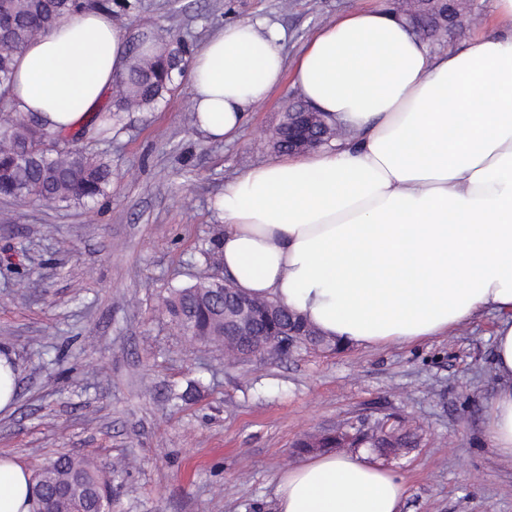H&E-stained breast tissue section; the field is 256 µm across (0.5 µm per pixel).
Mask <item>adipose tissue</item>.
<instances>
[{
  "mask_svg": "<svg viewBox=\"0 0 512 512\" xmlns=\"http://www.w3.org/2000/svg\"><path fill=\"white\" fill-rule=\"evenodd\" d=\"M492 30L434 50L378 0L322 25L294 66L261 18L212 33L187 64L198 130L233 141L285 81L342 135L259 163L213 202L224 273L342 346L413 345L498 318L483 438L512 461V0ZM131 62L104 10L60 18L17 56L9 104L55 132L89 123ZM402 478L360 453L284 472L276 512H400ZM0 512H36L31 471L0 455Z\"/></svg>",
  "mask_w": 512,
  "mask_h": 512,
  "instance_id": "adipose-tissue-1",
  "label": "adipose tissue"
}]
</instances>
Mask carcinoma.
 Here are the masks:
<instances>
[{
    "mask_svg": "<svg viewBox=\"0 0 512 512\" xmlns=\"http://www.w3.org/2000/svg\"><path fill=\"white\" fill-rule=\"evenodd\" d=\"M91 0H0V14L10 18L7 34L0 39V96L9 93L15 58L33 35L48 29L60 16L74 10L94 9ZM140 44L130 38L134 64L119 78L123 93L116 109L98 112L97 134L112 132V123L121 121L120 112L153 107L166 94L177 88L175 76H183L186 45L176 47L153 59L139 54ZM0 130V197L29 200L43 204L89 206L107 195L112 187V166L104 158L89 154L77 143L87 130L61 136L49 132L39 123H29L20 115L3 120ZM166 310L180 330L192 341H218L217 326L224 323V288L210 280L172 289ZM286 350L311 346L335 351L339 345L322 334L291 336L284 339ZM382 437L375 442L361 435L350 447L362 445L384 456H398L414 443V434L404 431L395 436L375 425ZM327 452L340 448L341 442L328 434L314 441L298 444L302 452L314 446ZM35 494L39 509L54 508L58 512H97L95 497L108 482L106 476L85 458L60 455L47 462L37 473Z\"/></svg>",
    "mask_w": 512,
    "mask_h": 512,
    "instance_id": "obj_1",
    "label": "carcinoma"
}]
</instances>
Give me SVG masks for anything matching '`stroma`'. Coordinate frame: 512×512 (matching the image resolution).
<instances>
[{"instance_id": "1", "label": "stroma", "mask_w": 512, "mask_h": 512, "mask_svg": "<svg viewBox=\"0 0 512 512\" xmlns=\"http://www.w3.org/2000/svg\"><path fill=\"white\" fill-rule=\"evenodd\" d=\"M113 7L138 35L167 31L189 50L217 27L264 16L294 62L356 0H130ZM181 81L151 110L125 113L106 154L112 192L90 207L0 199V353L17 366L0 455L38 470L61 454L95 461L112 512H274L278 476L309 435L357 419L416 430L385 467L401 512H512V462L480 439L494 389L493 316L416 346L301 347L228 363L183 336L165 310L177 286L222 275L224 227L211 201L226 179L277 157L272 134L301 95L284 84L237 139L197 132ZM33 280L19 290V280Z\"/></svg>"}]
</instances>
